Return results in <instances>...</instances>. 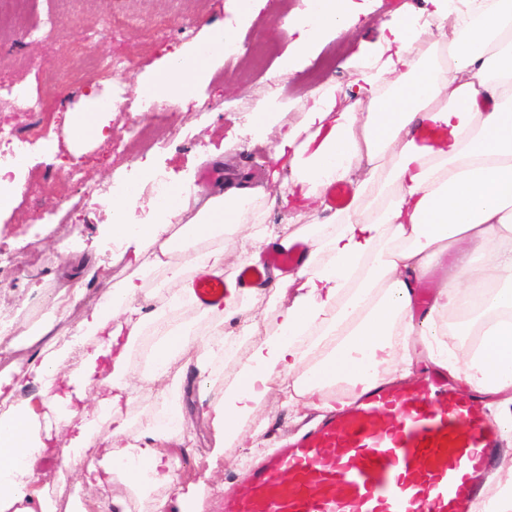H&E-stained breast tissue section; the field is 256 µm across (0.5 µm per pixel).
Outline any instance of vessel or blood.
<instances>
[{
  "label": "vessel or blood",
  "mask_w": 512,
  "mask_h": 512,
  "mask_svg": "<svg viewBox=\"0 0 512 512\" xmlns=\"http://www.w3.org/2000/svg\"><path fill=\"white\" fill-rule=\"evenodd\" d=\"M199 309L225 284L192 278ZM502 438L478 397L431 376L377 384L246 475L221 512H472Z\"/></svg>",
  "instance_id": "obj_1"
}]
</instances>
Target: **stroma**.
I'll use <instances>...</instances> for the list:
<instances>
[{
	"label": "stroma",
	"mask_w": 512,
	"mask_h": 512,
	"mask_svg": "<svg viewBox=\"0 0 512 512\" xmlns=\"http://www.w3.org/2000/svg\"><path fill=\"white\" fill-rule=\"evenodd\" d=\"M358 13L352 25L339 36L321 40L314 62L330 61L329 77L302 68L279 77L278 69L295 34L282 30L288 15L306 16L308 0H251L246 20H237L231 0H76L71 9L59 8L57 0H30L22 9L10 0H0V84L27 87L30 95L65 104L49 116L47 140L30 146L25 156L28 171L41 173L33 193L18 196L15 206L0 212V269L11 285L0 288V320L22 322L28 329L17 336L0 337V377L18 383L17 398L37 389L27 374L30 361L48 342L42 334L47 325L70 329L80 324L85 311L105 296L106 282L129 277L136 264L130 248L112 239V221L104 199L77 206L74 183L58 178L62 167L82 169L86 178L109 182L113 199L166 172L174 183L190 184L202 198L215 194L224 180L246 175L253 185H264L268 168L274 167L276 136L253 140L249 126L239 121L241 113L253 111L270 92L287 102L283 121L300 123L312 105V91L335 94L354 105L359 119L369 110L357 105L353 81L370 55L404 18L427 19L434 11L432 0H354ZM111 32H103V23ZM224 25L241 46L238 62L217 63L210 80L201 85L197 98L209 100L210 111L180 107L173 120L180 136L165 143L129 139L121 148L111 143H89L72 150L67 140L70 113L80 111L88 96L111 93L112 81L79 79L87 65V52L109 57L122 54L133 59L134 70L121 76L124 101L129 111L110 116L112 128L137 118L140 79L167 54L199 40L206 30ZM326 213L295 215L272 208L264 219L272 234L317 237L326 225ZM80 298H73L74 288ZM282 300L269 289L240 296L237 312L222 324L224 333L242 329L270 335ZM241 357H221L206 375L171 369L175 388L171 405L184 416L182 452L178 454L176 485L151 488L149 494L113 481L107 492H91L82 474L57 478L54 463L36 461V472L51 473L48 501L65 495L66 512H114L112 496L124 500L125 512H154L165 502L164 512H179L177 493L204 486L208 497L205 512H218L222 496L236 491L249 469L286 437H296L316 422V415L297 417L285 407L283 396L270 391L256 406L248 432L225 442L224 453L214 456L216 439L203 413L211 399L221 397L235 383Z\"/></svg>",
	"instance_id": "obj_1"
}]
</instances>
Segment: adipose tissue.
I'll list each match as a JSON object with an SVG mask.
<instances>
[{"label": "adipose tissue", "mask_w": 512, "mask_h": 512, "mask_svg": "<svg viewBox=\"0 0 512 512\" xmlns=\"http://www.w3.org/2000/svg\"><path fill=\"white\" fill-rule=\"evenodd\" d=\"M345 2L310 0L309 34L295 43L280 75L308 62L317 37L345 30ZM433 2L432 24L402 22L395 53L357 78L359 91L376 102L366 121L351 110L337 111L332 95H318L304 123L285 129V106L277 95L256 105L254 134L263 138L278 131L274 160L289 162L294 173L287 192L274 198L249 180L231 179L203 200L181 184L152 224L127 223L128 211L139 204L136 193L112 206V236L132 240L134 257L148 253L161 263L174 248L168 227L178 222L198 244L191 267L218 278L224 274V250L205 247V240L251 225L249 260L255 263L265 246L284 250L294 242L267 231L265 211L278 206L319 212L325 187L342 179L355 180L357 197L379 198L341 217L340 228L324 240L328 259L322 266L308 260L288 276L273 271L268 287L293 300L277 315L279 335L251 352L238 384L212 403L209 418L219 438L244 433L255 404L274 386L289 406L342 410L381 382L378 367L392 336L419 335L428 361L481 394L512 391V0ZM428 37L447 43L453 59L448 70L435 65L424 46ZM227 38L223 26H212L204 40L169 55L144 77L140 95L159 105L193 98L222 58ZM106 112L96 99L73 115L71 144L104 140ZM429 125L444 128L445 136L424 141ZM449 252L457 257L454 273L425 316L414 319L416 283ZM487 281L499 287L471 320L483 328V352L461 368L437 344L449 329L437 317L459 309L471 288ZM140 293L132 279L110 286L73 339L52 338L30 362L28 373L40 385L36 398L14 403L0 416V512H44L45 493L33 470L41 457L62 458L98 491L120 470L139 486L174 483L172 447L184 436L182 421L172 417L167 430L136 444L121 421L122 408L144 390L165 394L177 361L207 372L216 349L208 340L195 344L188 336L163 332L150 370L135 384L119 382L148 318ZM118 317L123 323L117 327ZM314 327L334 333L336 344L310 367L303 339ZM75 356L80 372L62 374V363ZM339 382L345 385L340 398L333 391ZM92 390L99 407L112 415L110 432L87 428L85 400ZM90 447L98 455L89 460L84 451Z\"/></svg>", "instance_id": "obj_1"}]
</instances>
